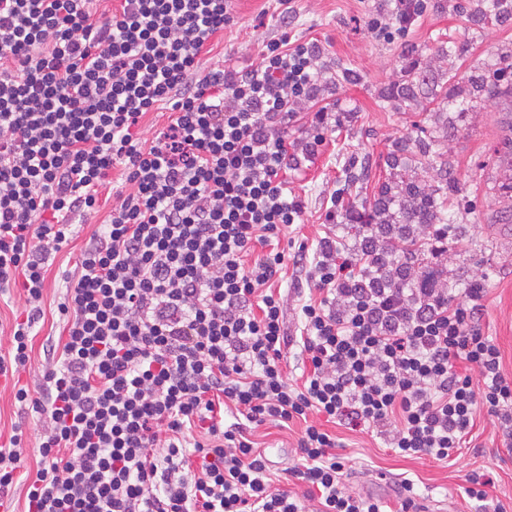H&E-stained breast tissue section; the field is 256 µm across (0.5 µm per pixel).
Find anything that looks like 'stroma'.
<instances>
[{
	"mask_svg": "<svg viewBox=\"0 0 512 512\" xmlns=\"http://www.w3.org/2000/svg\"><path fill=\"white\" fill-rule=\"evenodd\" d=\"M487 21H479L460 0H433L434 7L392 43L367 37L363 18L369 0H293L296 21L283 30L280 0H238L233 23L226 26L202 59L203 69L224 60L245 67L258 62L266 44L284 34L317 39L325 49L321 95L335 107L336 123L313 163L289 176V189L305 199L307 242L321 233L326 202L342 191L347 202L371 208L382 183L415 178L446 199L453 233L441 260L451 288L461 290L485 276L482 331L502 353V368L512 376V91L496 96L480 92L494 71L512 64V0H476ZM422 60L416 81L406 73L408 57ZM411 148L398 166L388 160L399 140ZM111 210L102 205L87 224L74 228L56 267L47 275L44 317L33 339L32 360L0 387V445L7 444L15 423H23L31 450L26 467L36 470L35 448L44 423L14 399L16 387L38 392L46 366L47 341L60 340L63 318L58 305L65 283L62 270H75L86 239ZM261 443L274 473L292 464L296 433L273 425L259 428ZM340 453L350 490L384 497L396 504L402 478L414 481L423 498L441 502L445 512H512V448L487 415L476 420L470 440L456 460L444 463L424 456L402 458L382 440L361 430L337 428ZM492 478L487 501L470 499L466 478L471 471Z\"/></svg>",
	"mask_w": 512,
	"mask_h": 512,
	"instance_id": "1",
	"label": "stroma"
}]
</instances>
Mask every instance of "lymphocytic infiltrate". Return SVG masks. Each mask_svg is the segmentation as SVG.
Masks as SVG:
<instances>
[{
    "label": "lymphocytic infiltrate",
    "mask_w": 512,
    "mask_h": 512,
    "mask_svg": "<svg viewBox=\"0 0 512 512\" xmlns=\"http://www.w3.org/2000/svg\"><path fill=\"white\" fill-rule=\"evenodd\" d=\"M92 2L0 0V291L21 288L25 302L1 375L31 360L51 255L98 212L113 170L129 187L67 282L66 337L49 347L39 395L14 394L46 419L27 512H388L348 489L335 427L439 462L481 412L512 440V378L480 326L484 282L456 299L429 266L413 287L376 284L383 260L445 253L451 225L351 250L337 224L367 231L369 217L335 198L315 246L298 236L306 205L285 176L330 125L321 44L286 36L258 64L204 72L235 0H118L100 16ZM428 8L394 0L367 12L366 30L393 42ZM164 105L167 124L143 139ZM286 272L303 297L294 334ZM269 423L301 426L286 473L302 493L254 439ZM26 451L15 424L1 495Z\"/></svg>",
    "instance_id": "lymphocytic-infiltrate-1"
}]
</instances>
